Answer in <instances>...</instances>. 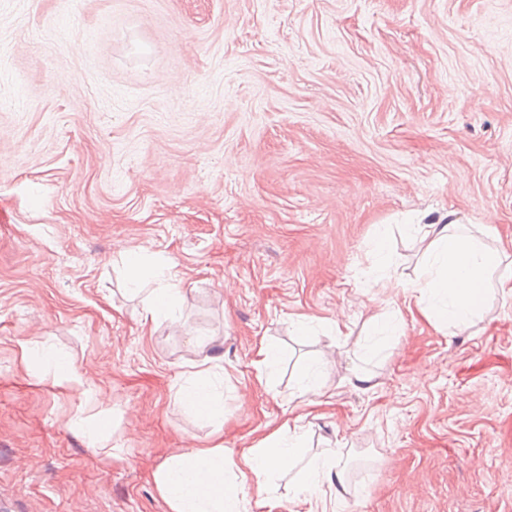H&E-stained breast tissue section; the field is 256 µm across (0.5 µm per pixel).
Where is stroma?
Listing matches in <instances>:
<instances>
[{
	"instance_id": "35a3bbf8",
	"label": "stroma",
	"mask_w": 512,
	"mask_h": 512,
	"mask_svg": "<svg viewBox=\"0 0 512 512\" xmlns=\"http://www.w3.org/2000/svg\"><path fill=\"white\" fill-rule=\"evenodd\" d=\"M450 213L512 253V0H0V512H170L161 464L260 445L306 363L323 403L249 512H310L328 449L326 512H512V296L459 331L363 285L377 225L409 283L402 225ZM125 251L168 266L178 328L144 321ZM210 356L220 426L177 399ZM51 360L55 382L59 384L71 383L80 386L83 385L82 379L77 375L71 363L66 357L57 354L51 356ZM325 483L333 489L336 499L342 498L346 493L345 466L341 465L340 460L324 459L311 463L305 477L300 482V487L310 496H318L323 492L322 486Z\"/></svg>"
}]
</instances>
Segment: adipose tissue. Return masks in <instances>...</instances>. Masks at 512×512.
<instances>
[{"instance_id": "adipose-tissue-1", "label": "adipose tissue", "mask_w": 512, "mask_h": 512, "mask_svg": "<svg viewBox=\"0 0 512 512\" xmlns=\"http://www.w3.org/2000/svg\"><path fill=\"white\" fill-rule=\"evenodd\" d=\"M425 237L424 275L409 285L416 304L427 318L458 329L468 327L490 293L502 256L474 241L453 218L445 224L428 225ZM155 276L159 286L144 308L145 320L153 323L174 319L185 300L182 289L164 269H157ZM180 398L208 420L223 422L224 402L209 371L190 373ZM295 454L296 444L286 425L273 432L264 447L237 457L220 442L172 454L157 470L155 484L171 512H243L246 499L239 473L248 471L260 479L273 471L291 469ZM300 487L315 496L328 487L336 497H343L347 491L345 468L337 459L313 462Z\"/></svg>"}]
</instances>
